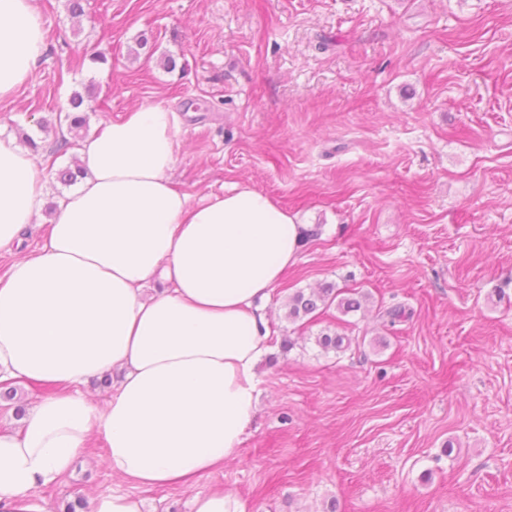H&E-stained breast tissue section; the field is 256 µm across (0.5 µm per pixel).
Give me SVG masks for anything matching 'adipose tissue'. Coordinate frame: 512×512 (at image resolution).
I'll return each mask as SVG.
<instances>
[{"label": "adipose tissue", "mask_w": 512, "mask_h": 512, "mask_svg": "<svg viewBox=\"0 0 512 512\" xmlns=\"http://www.w3.org/2000/svg\"><path fill=\"white\" fill-rule=\"evenodd\" d=\"M36 0H0V104L46 53ZM181 117L131 109L75 149L87 169L58 201L44 246L0 277V383L53 386L0 429V512H50L40 486L69 476L102 436L113 476L188 485L234 457L259 403L269 351L261 300L293 265L308 225L251 186L198 203L177 191ZM35 156L0 130V249L41 223ZM119 379L105 400L91 377Z\"/></svg>", "instance_id": "adipose-tissue-1"}]
</instances>
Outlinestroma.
Returning a JSON list of instances; mask_svg holds the SVG:
<instances>
[{
  "label": "stroma",
  "instance_id": "1",
  "mask_svg": "<svg viewBox=\"0 0 512 512\" xmlns=\"http://www.w3.org/2000/svg\"><path fill=\"white\" fill-rule=\"evenodd\" d=\"M38 7L47 50L0 129L52 157L46 205L73 157L40 123L79 91L89 135L134 107L177 110L172 183L192 200L248 184L319 231L267 304L236 458L136 489L148 512H192L217 487L250 512H512V0ZM328 285L367 300L286 319L290 295ZM326 328L350 347L323 351ZM106 455L94 438L39 496L62 512L119 488Z\"/></svg>",
  "mask_w": 512,
  "mask_h": 512
}]
</instances>
